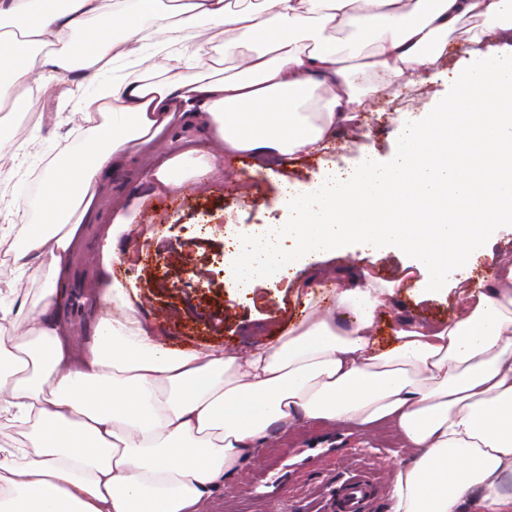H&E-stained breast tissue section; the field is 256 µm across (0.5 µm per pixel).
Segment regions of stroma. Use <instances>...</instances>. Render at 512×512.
Masks as SVG:
<instances>
[{"label": "stroma", "instance_id": "1", "mask_svg": "<svg viewBox=\"0 0 512 512\" xmlns=\"http://www.w3.org/2000/svg\"><path fill=\"white\" fill-rule=\"evenodd\" d=\"M450 94L449 80L444 77L395 97L377 98L365 114L367 137L343 149L274 162L269 171L255 176L249 173L252 160L242 156L230 164L235 172L232 178L151 197L145 176L158 165V158L132 163L126 171L113 174L111 182L147 195L136 222L149 235L138 238L135 262L114 265L113 276L135 282L142 314L161 323L165 341L174 348L214 345L235 350L273 339L301 318L303 299L294 287L282 283L234 295L224 266L227 236L255 226L286 223L280 205V176L311 182L322 179L328 168L357 166L367 154L382 163L389 161L400 128ZM54 109V103L38 101L32 110L6 118L11 137L0 141V154H10L15 140L35 143L44 153L61 151L66 128L40 122L41 113ZM96 233V225H86L70 281L72 288L86 296L92 295L98 279L92 257ZM457 311L455 294L424 299L405 289L393 309L378 312L374 324L377 345L382 349L392 346V329L399 315L443 323ZM406 460L390 430L369 436L349 426L307 424L270 438L260 457L244 465L232 490L217 494L206 512H326V486L335 484L356 464L379 477L370 512H387L385 486L391 472Z\"/></svg>", "mask_w": 512, "mask_h": 512}]
</instances>
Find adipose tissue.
<instances>
[{"label": "adipose tissue", "mask_w": 512, "mask_h": 512, "mask_svg": "<svg viewBox=\"0 0 512 512\" xmlns=\"http://www.w3.org/2000/svg\"><path fill=\"white\" fill-rule=\"evenodd\" d=\"M201 24L223 25V44H191ZM460 32L476 146L449 141L460 109L443 99L400 130L389 162L284 181L287 223L235 238L225 261L242 290L312 269L305 315L241 351L167 346L135 283L111 275L143 199L115 198L107 175L163 151L153 191L171 193L243 155L336 148L376 96L442 73ZM510 49L512 0H0V111L38 95L57 101L54 125L101 127L44 166L40 223L19 220L23 198H0V241L40 284L25 309L18 283L0 281V512H202L271 435L317 420L398 431L413 459L393 473L388 512H512V260L486 289L463 278L512 224ZM119 64L136 75L106 82ZM202 137L205 155L172 148ZM108 211L93 331L77 347L66 284L83 225ZM400 211L410 223H393ZM353 242L412 259L391 280L338 279L323 303L317 264ZM425 270L421 289L456 290L459 315L400 318L379 349L377 311Z\"/></svg>", "instance_id": "obj_1"}]
</instances>
